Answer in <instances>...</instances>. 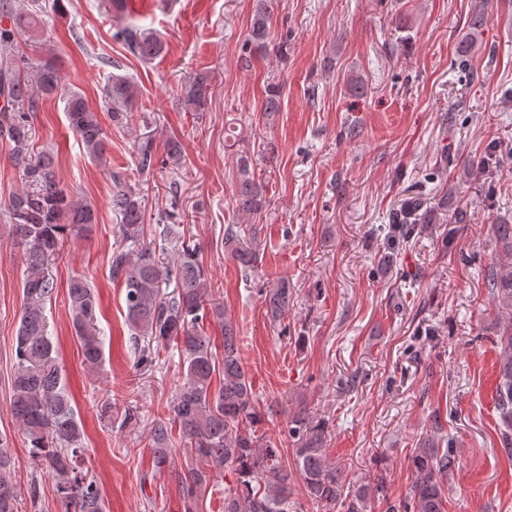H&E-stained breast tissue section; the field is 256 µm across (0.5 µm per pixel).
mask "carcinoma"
<instances>
[{
	"mask_svg": "<svg viewBox=\"0 0 512 512\" xmlns=\"http://www.w3.org/2000/svg\"><path fill=\"white\" fill-rule=\"evenodd\" d=\"M276 0H257L245 43L248 56L263 54L268 47L270 19ZM39 24V15L20 16L11 26L0 25V49L13 48L18 39ZM122 39L133 55L152 59L161 54L160 39L135 24L128 25ZM24 67L0 66V140L8 145L11 159L22 171L29 188L9 198L16 234L26 255L23 284L24 306L15 336L18 369L12 382V411L32 448V457L48 463L64 512H106L97 485L87 479L79 466L84 453L83 430L75 418L69 394L60 381L55 349L48 336L44 314L56 284L48 263L66 233L77 237L89 234L96 223L94 206L70 196L57 178L52 154H31L30 113L37 98L59 91L61 76L51 65L40 70L37 84L23 76ZM211 84L196 76L185 87L184 104L190 109L205 105ZM112 117L124 116L132 99L129 81L112 76L105 92ZM69 126L80 137L89 156L101 161L106 143L97 114L77 91L66 98ZM138 166L149 170L158 163L152 140L137 147ZM236 210L251 220L249 224H229L224 229V248L241 269L250 274L256 268L260 243L257 224L267 205L264 186L254 161L242 150L236 159ZM112 211L120 216L119 244L112 253L110 274L123 291L126 320L141 360H148L141 339L158 345L176 343L183 354L185 378L173 404L172 423L161 422L153 430L156 465L162 468L169 458L171 427H178L194 451L196 463L175 472L187 512H197L199 495L211 478L231 468L235 482L224 486L223 512H299L288 485V465L278 449L257 435L262 423L257 398L245 370L238 327L224 308L213 302L208 291V275L196 245L178 240L174 260L156 256V248L144 242L145 224L138 193L120 179L114 180L110 197ZM398 231L408 234L411 225L427 223V209L418 199L393 218ZM494 256L484 271L487 288L503 322L497 347L499 364L496 382V409L503 427L502 445L512 456V224L493 225ZM174 282L167 294L162 285ZM72 327L83 362L97 365L103 359L102 341L96 328L97 298L89 281L74 276L67 286ZM293 290L288 279H278L265 291L264 302L272 320L279 319L290 305ZM221 323L222 358L213 351L205 324ZM223 375L213 386L216 366ZM322 426L309 427L305 419H294L288 433L297 437L294 466L307 496L324 504L340 503L346 512H368L371 500L388 499L386 476L373 475L348 493L342 478L321 454ZM458 464L457 456L440 450L435 439L418 450L413 459L414 481L409 497L388 507V512H446L445 477ZM12 457L0 438V512H17V487L10 479Z\"/></svg>",
	"mask_w": 512,
	"mask_h": 512,
	"instance_id": "carcinoma-1",
	"label": "carcinoma"
}]
</instances>
